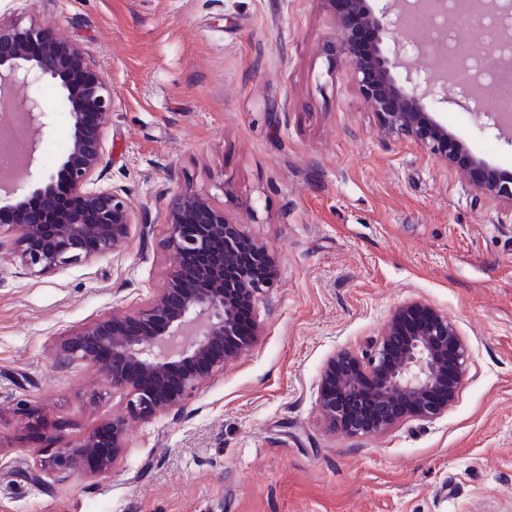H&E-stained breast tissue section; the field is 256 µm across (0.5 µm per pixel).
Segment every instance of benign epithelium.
<instances>
[{"mask_svg":"<svg viewBox=\"0 0 512 512\" xmlns=\"http://www.w3.org/2000/svg\"><path fill=\"white\" fill-rule=\"evenodd\" d=\"M341 0L333 8L332 36L326 55L343 61L352 82L381 131L426 149L447 167L465 159L472 186L481 194L512 204V176L499 172L465 147L431 112L425 100L453 99L467 110L483 114L472 96L479 88L496 91L480 65L452 73V84L436 87L418 65L421 53L445 56L447 42H424L404 26L406 15L424 10L440 16L457 34L471 23L493 15L501 20L512 6L489 9L486 0L452 4V0ZM360 28L375 32L367 53L353 50ZM500 59L512 42L498 27H481ZM52 83L68 112L71 140L54 169L35 164V150L27 152L19 175L0 177V235L22 228L14 245L34 274L87 264L120 249L136 223L118 190L102 187L103 136L111 122L115 101L89 53L60 34L48 22H0V91L19 99L23 123L41 132L48 115L31 86ZM484 129L507 135L512 145V115L486 113ZM39 199L27 206L26 194ZM67 197V205L60 199ZM167 244L179 262L150 306L134 314H112L84 327L63 344L66 354L93 364L113 389L127 392V415L146 420L158 412L181 407L202 382L224 371L243 352L230 340L237 335L238 302L246 294L258 302L274 276L268 249L254 246L248 258L240 256L246 235L243 221L213 208L203 197L176 192L164 204ZM195 255L201 262L195 279L184 271L180 258ZM453 352L458 368L448 380L444 358ZM469 348L448 316L412 302L400 307L386 323L381 337L362 355L340 352L323 367L317 403L331 428L350 435H369L397 423L404 414L421 419L439 417L456 398L467 373ZM378 405L376 421L360 418L364 404ZM126 420L115 419L77 443L59 448V437H45L39 468L55 473L78 469L79 458L98 448L110 449L99 470L108 471L124 448Z\"/></svg>","mask_w":512,"mask_h":512,"instance_id":"1","label":"benign epithelium"}]
</instances>
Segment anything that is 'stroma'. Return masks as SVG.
<instances>
[{"mask_svg":"<svg viewBox=\"0 0 512 512\" xmlns=\"http://www.w3.org/2000/svg\"><path fill=\"white\" fill-rule=\"evenodd\" d=\"M329 0H0L87 49L115 100L102 186L136 215L118 251L35 276L0 249V512H512V204L476 193L378 118L323 46ZM440 118L512 172V146L461 107ZM196 192L275 260L258 333L182 408L128 426L105 473H31L125 415L64 341L153 300L173 257L162 205ZM448 315L470 350L455 402L383 432L331 431L316 404L338 351L398 307Z\"/></svg>","mask_w":512,"mask_h":512,"instance_id":"obj_1","label":"stroma"}]
</instances>
